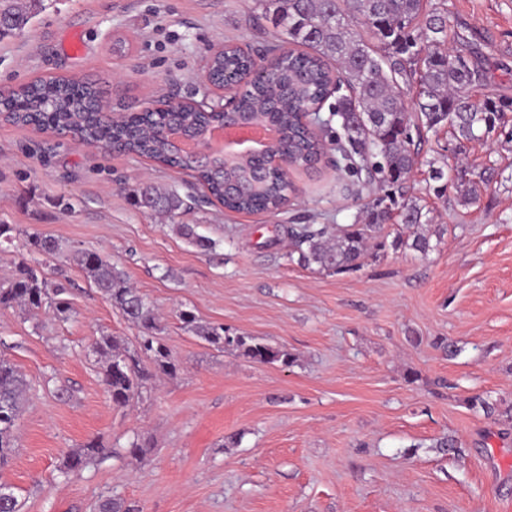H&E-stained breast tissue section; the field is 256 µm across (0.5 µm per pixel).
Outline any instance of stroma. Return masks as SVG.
Returning a JSON list of instances; mask_svg holds the SVG:
<instances>
[{
  "label": "stroma",
  "mask_w": 512,
  "mask_h": 512,
  "mask_svg": "<svg viewBox=\"0 0 512 512\" xmlns=\"http://www.w3.org/2000/svg\"><path fill=\"white\" fill-rule=\"evenodd\" d=\"M435 2L473 34L480 96L512 99V0ZM228 38L288 41L257 0H47L23 35L0 40V90L63 76L92 82L117 112L168 90L198 100V67ZM455 145L448 132L424 134L409 182L428 254L405 246L408 229L391 220L384 251L336 274L299 265L281 231L363 223L372 192L354 199L330 164L293 173L287 212L243 214L149 159L0 121V224L21 231L0 252V279L23 254L70 283L68 317L0 310V357L29 384L0 468L21 512H99L109 497L130 512H512V142L468 144L470 167L498 172L473 204L427 187L430 166L455 167ZM146 180L193 195L180 221L209 250L131 204ZM29 232L124 270L154 306L177 372L114 406L90 346L109 334L137 351L140 329L76 264L28 252ZM183 310L294 362L212 347L181 324ZM477 396L494 414L473 408ZM447 435L460 450L437 448ZM137 437L151 444L141 458L126 451ZM92 439L102 453L64 476L67 456Z\"/></svg>",
  "instance_id": "1"
}]
</instances>
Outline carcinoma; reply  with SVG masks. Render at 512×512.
Wrapping results in <instances>:
<instances>
[{
  "instance_id": "1",
  "label": "carcinoma",
  "mask_w": 512,
  "mask_h": 512,
  "mask_svg": "<svg viewBox=\"0 0 512 512\" xmlns=\"http://www.w3.org/2000/svg\"><path fill=\"white\" fill-rule=\"evenodd\" d=\"M40 2L0 0V38L23 31ZM259 2L288 35L293 48L272 81L250 86L237 100L235 111L277 127L280 138L273 150L309 170L321 161L325 141L301 120L300 113L321 107L331 88H336L332 112L341 129L336 152L345 170L365 172L367 181L378 183L384 191L368 208L365 224L342 225L332 236L313 224L288 229L300 264L333 273L354 271L366 256L369 240H376L378 249L385 246L380 232L393 211H399L402 224L422 223V207L407 197L417 156L413 135H421V129L448 126L461 146L497 133L512 142V128L506 129L512 100L475 98L473 89L483 82L485 72L471 59L474 42L438 8L426 9L427 0ZM254 66V57L229 45L215 57L213 72L217 77L227 72L243 79ZM93 94L91 86L69 79H38L0 96V115L13 124L64 130L91 145L147 157L169 168L185 167L229 211L276 213L288 205V183L279 174L261 169L250 157H230L211 167L194 164L170 149L166 131L198 134L219 120L218 115L186 107L136 114L122 125H112L90 110ZM494 173L492 167L478 173L457 168L446 183L443 168L437 167L431 178L441 182L436 193L451 186L459 190L464 203L473 204L479 185L488 184ZM132 199L136 207L171 219L186 206L178 190L148 182L133 189ZM176 230L202 250L211 246L188 224H178ZM27 241L34 252L55 258L63 255L50 238L32 233ZM65 259L79 266L90 284L142 329L140 350L154 366L164 373L175 372L171 351L153 335L154 309L131 287L126 274L91 250ZM66 294L64 283H49L39 268L23 258L14 263L11 278L0 281V307L48 308L65 316L70 312ZM181 319L218 349L232 347L259 363H293L287 351L255 337L200 326L189 312L182 313ZM92 351L104 361L103 384L114 405L124 406L141 393L145 375L126 354L121 337L102 335L92 344ZM26 389L15 367L0 358V467L12 456L13 431ZM101 450L94 440L85 443L64 461L65 473L82 470Z\"/></svg>"
}]
</instances>
